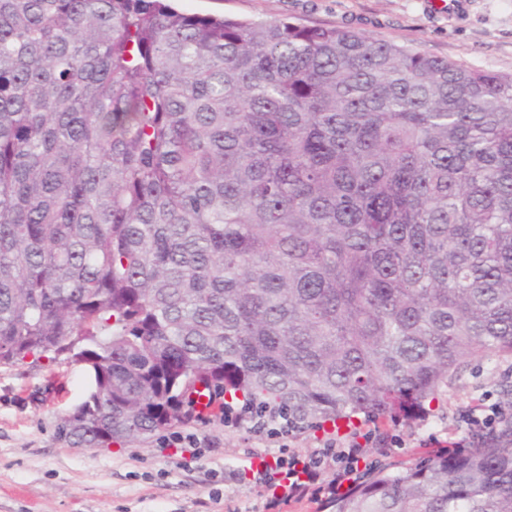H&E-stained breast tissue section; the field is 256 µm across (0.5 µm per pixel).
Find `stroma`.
Returning a JSON list of instances; mask_svg holds the SVG:
<instances>
[{
	"label": "stroma",
	"instance_id": "obj_1",
	"mask_svg": "<svg viewBox=\"0 0 512 512\" xmlns=\"http://www.w3.org/2000/svg\"><path fill=\"white\" fill-rule=\"evenodd\" d=\"M185 13L337 27L410 45L458 63L512 73V0H465L462 11L439 0H176ZM82 364L59 357L0 364V512H329L328 492L273 509L259 484L236 479L247 453L305 455L327 440L348 438L369 422L293 430L268 438L254 420L226 426L195 417L134 443L77 447L58 426L85 397ZM512 402V357L476 355L443 388L426 414L378 421L381 443L366 463L399 472L448 448L465 434L463 415L481 395ZM191 433L195 445L173 433Z\"/></svg>",
	"mask_w": 512,
	"mask_h": 512
}]
</instances>
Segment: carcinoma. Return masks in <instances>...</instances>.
Here are the masks:
<instances>
[{
	"label": "carcinoma",
	"mask_w": 512,
	"mask_h": 512,
	"mask_svg": "<svg viewBox=\"0 0 512 512\" xmlns=\"http://www.w3.org/2000/svg\"><path fill=\"white\" fill-rule=\"evenodd\" d=\"M65 351L59 431L237 400L295 427L424 414L512 356V73L166 0H0V363ZM335 512H512V427Z\"/></svg>",
	"instance_id": "obj_1"
}]
</instances>
